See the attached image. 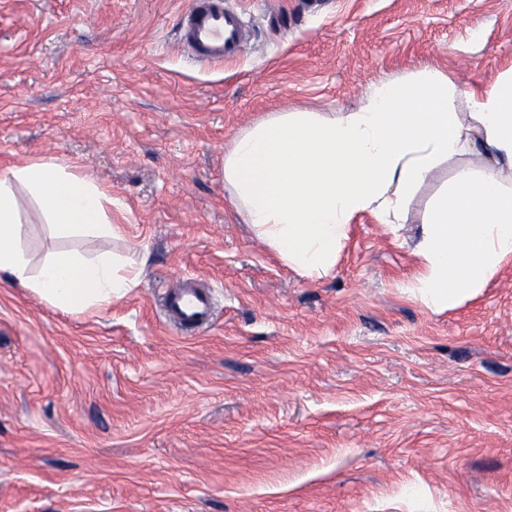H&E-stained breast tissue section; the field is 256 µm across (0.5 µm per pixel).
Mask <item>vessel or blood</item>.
Returning <instances> with one entry per match:
<instances>
[{
	"label": "vessel or blood",
	"mask_w": 512,
	"mask_h": 512,
	"mask_svg": "<svg viewBox=\"0 0 512 512\" xmlns=\"http://www.w3.org/2000/svg\"><path fill=\"white\" fill-rule=\"evenodd\" d=\"M193 61L219 63L237 58L252 27L244 13L228 0H193L181 23ZM166 318L182 331L206 328L214 315L210 289L190 286L166 291L162 296Z\"/></svg>",
	"instance_id": "b4317fda"
}]
</instances>
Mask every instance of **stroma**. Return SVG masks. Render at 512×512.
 Listing matches in <instances>:
<instances>
[{
    "label": "stroma",
    "instance_id": "35a3bbf8",
    "mask_svg": "<svg viewBox=\"0 0 512 512\" xmlns=\"http://www.w3.org/2000/svg\"><path fill=\"white\" fill-rule=\"evenodd\" d=\"M192 0H0V170L75 162L127 236L48 254L135 260L94 314L0 280V512H512V259L433 312L407 285L413 239L462 154L392 235L368 214L332 278L288 269L224 204V149L268 112H351L431 64L463 87L512 67V0H231L237 61L179 39ZM195 279L214 325L179 335L164 290Z\"/></svg>",
    "mask_w": 512,
    "mask_h": 512
}]
</instances>
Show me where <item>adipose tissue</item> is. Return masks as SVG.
I'll return each mask as SVG.
<instances>
[{"mask_svg":"<svg viewBox=\"0 0 512 512\" xmlns=\"http://www.w3.org/2000/svg\"><path fill=\"white\" fill-rule=\"evenodd\" d=\"M463 153L474 164L454 171L413 247L411 292L441 312L475 295L512 258V68L464 89L427 66L409 80L380 82L352 112L269 113L225 150V200L285 266L322 281L334 275L359 214L399 233L414 191ZM18 184L60 233L125 235L112 219L111 193L79 166H12L0 174V276L67 313L101 310L138 284V267L114 254H56L31 270L20 246Z\"/></svg>","mask_w":512,"mask_h":512,"instance_id":"ef3b65f1","label":"adipose tissue"}]
</instances>
